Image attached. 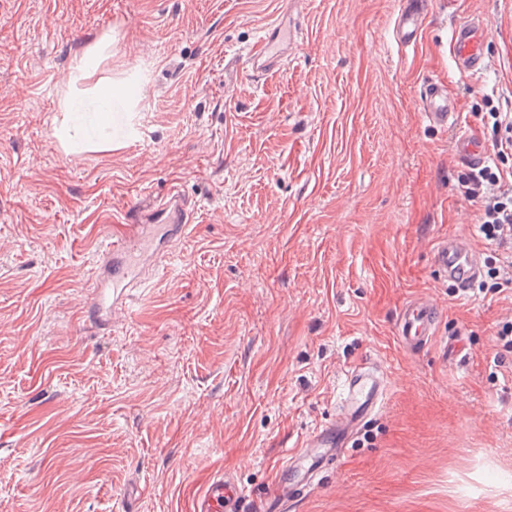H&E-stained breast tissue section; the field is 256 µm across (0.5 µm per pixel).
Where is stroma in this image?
<instances>
[{"label":"stroma","mask_w":512,"mask_h":512,"mask_svg":"<svg viewBox=\"0 0 512 512\" xmlns=\"http://www.w3.org/2000/svg\"><path fill=\"white\" fill-rule=\"evenodd\" d=\"M401 0H0V512H195L227 476L270 495L287 449L336 415L350 366L383 372L380 410L289 512H512V293L460 298L445 236L491 256L459 192L454 130L418 106L437 78L486 145L512 97V0H432L418 46ZM305 33L279 71L246 55L280 11ZM481 20L493 67L460 77L452 22ZM127 90L112 149L75 158L53 127L77 58ZM196 207L165 267L112 326L80 302L122 208ZM441 311L463 367L410 354L395 323ZM428 0H405L394 24V40L401 51L414 49L424 31Z\"/></svg>","instance_id":"stroma-1"}]
</instances>
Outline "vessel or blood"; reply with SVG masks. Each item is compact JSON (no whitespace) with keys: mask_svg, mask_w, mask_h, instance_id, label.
Segmentation results:
<instances>
[{"mask_svg":"<svg viewBox=\"0 0 512 512\" xmlns=\"http://www.w3.org/2000/svg\"><path fill=\"white\" fill-rule=\"evenodd\" d=\"M428 0H404L394 24L399 49L415 47L424 31ZM484 25L472 21L451 27L450 50L458 72L467 78L482 74L489 66L484 52ZM297 31L270 25L251 47L247 59L261 73L278 68L283 51L295 41ZM420 108L435 128L455 129L454 152L471 167L483 166L489 151L479 134L465 125L455 100L444 82H424ZM194 207L174 190L158 200L128 208L124 215L123 240L107 246L95 262L93 289L86 300L84 317L102 327L126 306V290L146 267L169 255L175 242L184 237L193 220ZM434 264L452 283L459 296H466L483 273L482 257L469 243L457 237L440 238L433 252ZM439 308L419 297L406 303L396 321V336L409 351L423 349L437 334ZM386 391L383 376L373 363L349 368L342 383L336 417L313 432L302 449L290 452L280 467L276 488L263 512H287L290 501L304 494L326 468L333 465L359 429L380 409ZM245 491L229 478L213 480L205 490L197 512H243Z\"/></svg>","mask_w":512,"mask_h":512,"instance_id":"obj_1","label":"vessel or blood"}]
</instances>
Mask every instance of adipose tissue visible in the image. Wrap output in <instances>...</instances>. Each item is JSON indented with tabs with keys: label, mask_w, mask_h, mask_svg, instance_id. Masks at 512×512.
<instances>
[{
	"label": "adipose tissue",
	"mask_w": 512,
	"mask_h": 512,
	"mask_svg": "<svg viewBox=\"0 0 512 512\" xmlns=\"http://www.w3.org/2000/svg\"><path fill=\"white\" fill-rule=\"evenodd\" d=\"M114 100V90L108 81L85 91H73L64 98L65 116L55 136L67 152L111 151V137L97 135L94 123L99 119H111Z\"/></svg>",
	"instance_id": "obj_1"
}]
</instances>
